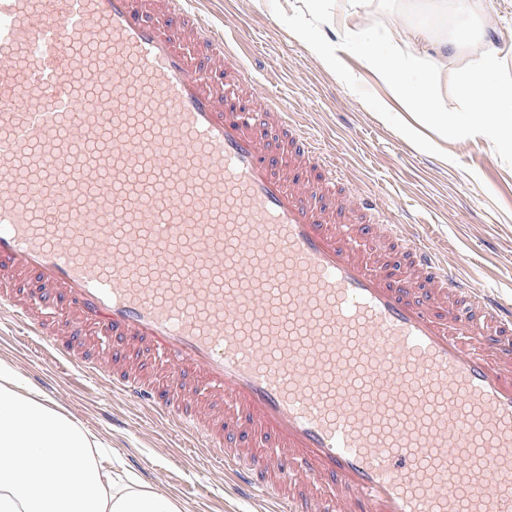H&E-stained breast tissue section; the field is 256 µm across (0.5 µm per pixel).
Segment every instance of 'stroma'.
<instances>
[{
	"instance_id": "obj_1",
	"label": "stroma",
	"mask_w": 512,
	"mask_h": 512,
	"mask_svg": "<svg viewBox=\"0 0 512 512\" xmlns=\"http://www.w3.org/2000/svg\"><path fill=\"white\" fill-rule=\"evenodd\" d=\"M194 0L195 9L216 29L249 50L248 67L259 88L280 92L335 156L362 193L379 198L396 220L448 258V268L475 287L512 301V157L494 140L458 130L450 135L420 120L354 52L343 54L335 71L298 40V28L336 41V26L322 23L304 0ZM495 15L435 16L436 38L472 36L448 53L442 92L458 111L467 103L454 76L493 45L503 77L512 80V0H491ZM398 111L420 132L421 143L405 139L381 114L380 104ZM0 361L14 366L28 385L112 450L114 460L142 482L161 485L182 512H268L262 499H244L226 485L223 464L205 457L192 440L147 417L139 408L87 381L77 370L61 371L47 347L26 337L0 315Z\"/></svg>"
}]
</instances>
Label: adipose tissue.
<instances>
[{"label":"adipose tissue","mask_w":512,"mask_h":512,"mask_svg":"<svg viewBox=\"0 0 512 512\" xmlns=\"http://www.w3.org/2000/svg\"><path fill=\"white\" fill-rule=\"evenodd\" d=\"M375 0H346L336 27L342 45L301 33V41L330 67L341 69L343 49L357 52L370 70L422 118L455 132V110L442 98L439 74L447 43H435L430 25L395 19L384 32L362 25ZM499 51L488 47L458 70L468 100L467 123L512 152V84L500 80ZM93 435L29 390L11 364L0 362V512H181L163 489L143 484Z\"/></svg>","instance_id":"adipose-tissue-1"}]
</instances>
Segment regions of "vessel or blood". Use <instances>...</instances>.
<instances>
[{
	"label": "vessel or blood",
	"instance_id": "vessel-or-blood-1",
	"mask_svg": "<svg viewBox=\"0 0 512 512\" xmlns=\"http://www.w3.org/2000/svg\"><path fill=\"white\" fill-rule=\"evenodd\" d=\"M3 308L272 512H512V304L192 0H0Z\"/></svg>",
	"mask_w": 512,
	"mask_h": 512
}]
</instances>
